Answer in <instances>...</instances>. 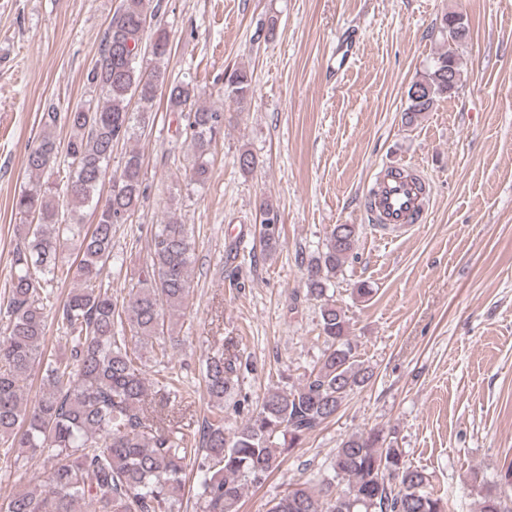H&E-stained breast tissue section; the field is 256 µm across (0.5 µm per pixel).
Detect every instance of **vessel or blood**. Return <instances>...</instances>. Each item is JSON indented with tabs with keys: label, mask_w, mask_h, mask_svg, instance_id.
Segmentation results:
<instances>
[{
	"label": "vessel or blood",
	"mask_w": 512,
	"mask_h": 512,
	"mask_svg": "<svg viewBox=\"0 0 512 512\" xmlns=\"http://www.w3.org/2000/svg\"><path fill=\"white\" fill-rule=\"evenodd\" d=\"M364 209L370 220L389 231H407L422 222L430 199L408 172L387 173L367 185Z\"/></svg>",
	"instance_id": "vessel-or-blood-1"
}]
</instances>
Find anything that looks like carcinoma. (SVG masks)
Instances as JSON below:
<instances>
[{
  "mask_svg": "<svg viewBox=\"0 0 512 512\" xmlns=\"http://www.w3.org/2000/svg\"><path fill=\"white\" fill-rule=\"evenodd\" d=\"M157 12L148 0H124L87 74L102 101L63 114L44 113L43 132L26 156L33 180L13 198L12 210L37 223L23 225L10 259L7 327L0 336V444L26 460L44 456L48 477L45 484H31L1 500L0 512H174L189 466L196 468L201 512H238L245 490L261 483L283 452L335 417L347 397L373 378V370L358 359L350 319L327 294L330 278L355 257L359 239L357 225L336 224L307 266V296L320 302L319 330L328 346L303 380L268 391L246 423L228 431L224 402L238 383L237 361L209 358L204 369L209 415L193 447L179 422L162 414L178 393L176 379L157 382L159 402H148L146 361L161 364L169 358L162 342L165 327L186 315L194 231L176 220L156 225L146 270L120 303L103 271L112 264L115 225L127 223L145 196L141 155L126 154L105 199L98 189L114 147L148 126L145 106L161 89L169 110L184 114L194 183L210 179L209 155L224 131V111L195 106L192 81L167 78L163 64L170 36L155 22ZM468 32L463 15H442L439 33L448 48L411 84L406 124L418 122L439 99L456 92L462 62L453 45ZM252 96L246 70L224 73V97L238 111ZM134 98L144 110H130ZM60 123L71 130L64 146L53 133ZM61 152L63 201L52 180ZM84 207L92 208L94 217L87 229L78 214ZM258 211L260 245L270 251L280 237L279 214L267 200ZM72 240L79 255L73 272L78 286L61 301L54 289L59 252ZM51 310L65 334V353L45 348ZM153 340L160 344L149 345ZM35 366L42 369V387L26 404L24 383ZM332 469L333 481L317 489L297 484L272 500L267 512H444L442 498L428 491L425 470L408 464L378 432L343 440ZM510 501L506 491L487 487L479 512H512Z\"/></svg>",
  "mask_w": 512,
  "mask_h": 512,
  "instance_id": "cac0c4a2",
  "label": "carcinoma"
}]
</instances>
